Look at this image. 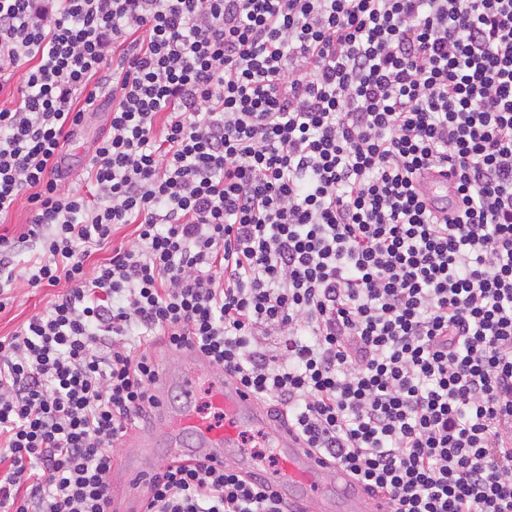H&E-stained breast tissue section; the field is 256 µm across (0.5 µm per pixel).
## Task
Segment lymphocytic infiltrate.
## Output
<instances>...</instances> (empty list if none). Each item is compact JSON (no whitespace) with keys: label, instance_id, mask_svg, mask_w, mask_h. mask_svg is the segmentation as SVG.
<instances>
[{"label":"lymphocytic infiltrate","instance_id":"1","mask_svg":"<svg viewBox=\"0 0 512 512\" xmlns=\"http://www.w3.org/2000/svg\"><path fill=\"white\" fill-rule=\"evenodd\" d=\"M2 71L0 310L57 294L0 337V512H112L159 340L390 512H512V0H0ZM104 91L84 195L56 158ZM140 507L304 512L190 458ZM421 189L428 201L446 207L449 199L454 198V182L450 176L434 171L420 177ZM53 294H57L56 289H32L22 282L19 283L14 291V298L0 312V336L11 335L31 315L44 310Z\"/></svg>","mask_w":512,"mask_h":512}]
</instances>
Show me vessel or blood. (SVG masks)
Wrapping results in <instances>:
<instances>
[{
  "label": "vessel or blood",
  "mask_w": 512,
  "mask_h": 512,
  "mask_svg": "<svg viewBox=\"0 0 512 512\" xmlns=\"http://www.w3.org/2000/svg\"><path fill=\"white\" fill-rule=\"evenodd\" d=\"M428 201L446 205L454 198L452 178L430 171L420 178ZM206 381L210 404L223 414L221 424L203 420L196 409L195 392ZM159 432L170 458L206 456L238 471H250L254 461L242 448L246 428L266 432L276 462L263 477L265 485L283 497L303 503L306 512H388L384 499L371 496L363 485L349 482L345 471L302 447L287 427L271 423L254 397L225 375L223 367L208 362L190 349L171 354L156 390ZM153 438L136 439L128 452L129 470L141 479L151 458Z\"/></svg>",
  "instance_id": "1"
}]
</instances>
